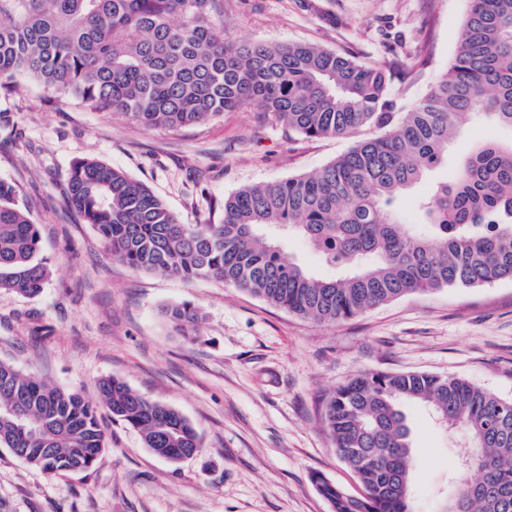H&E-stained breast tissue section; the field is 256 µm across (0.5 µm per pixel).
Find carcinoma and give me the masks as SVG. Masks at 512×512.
Returning <instances> with one entry per match:
<instances>
[{
    "label": "carcinoma",
    "instance_id": "carcinoma-1",
    "mask_svg": "<svg viewBox=\"0 0 512 512\" xmlns=\"http://www.w3.org/2000/svg\"><path fill=\"white\" fill-rule=\"evenodd\" d=\"M448 71L406 112L377 65L308 44H236L211 17L223 0H0V86L35 83L95 111L147 127L202 123L257 107L307 138L373 124L356 143L303 176L224 198L218 224H182L144 183L102 161L70 167L68 202L96 226L112 259L135 270L209 279L290 313L330 323L414 293L512 280V142L486 143L460 160L451 181L416 203L422 235L395 202L448 162V142L483 115L512 131V0H469ZM276 225L272 239L265 227ZM299 238L320 278L285 259ZM49 269L39 233L12 183L0 179V289L41 291ZM163 314L184 336L201 311ZM99 400L156 455L178 461L200 448L178 410L116 378ZM426 405L451 433L467 435L479 477L460 479L446 512H512V399L455 375L369 372L336 386L327 432L364 494L321 477L333 512H411L414 456L404 402ZM97 408L0 362V447L50 475L91 468L105 450Z\"/></svg>",
    "mask_w": 512,
    "mask_h": 512
}]
</instances>
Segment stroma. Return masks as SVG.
Masks as SVG:
<instances>
[{
    "label": "stroma",
    "mask_w": 512,
    "mask_h": 512,
    "mask_svg": "<svg viewBox=\"0 0 512 512\" xmlns=\"http://www.w3.org/2000/svg\"><path fill=\"white\" fill-rule=\"evenodd\" d=\"M468 0H224L220 22L239 43L312 44L386 68L399 110L446 73ZM372 125L311 139L248 107L198 125L146 127L120 112L25 83L0 91V178L14 184L41 238L49 277L26 297L0 290V361L51 385L99 399L115 377L180 411L199 451L171 462L140 434L100 419L106 448L90 469L49 476L0 447L5 512H332L314 482L361 487L325 429L326 395L364 371L448 373L512 398V281L412 294L353 318L319 323L207 279L186 281L112 260L98 232L66 202L71 163L94 158L146 184L185 224L220 222L225 196L318 170ZM512 133L469 118L449 163L401 200L452 176L454 161ZM191 303L194 338L165 307ZM402 410L415 467L413 512H443L459 449L422 405Z\"/></svg>",
    "instance_id": "1"
}]
</instances>
